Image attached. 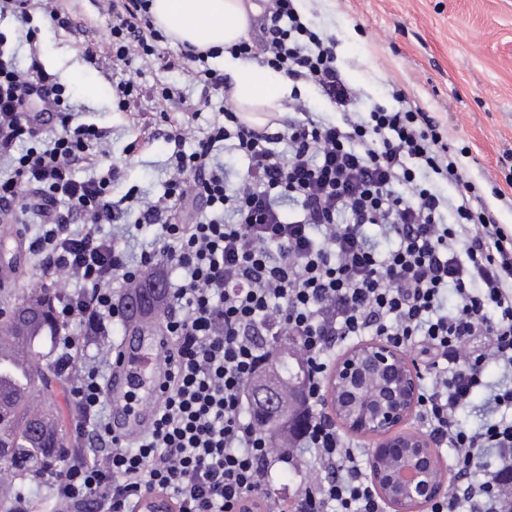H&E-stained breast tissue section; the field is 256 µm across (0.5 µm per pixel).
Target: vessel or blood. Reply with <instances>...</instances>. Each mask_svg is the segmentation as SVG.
<instances>
[{
	"mask_svg": "<svg viewBox=\"0 0 512 512\" xmlns=\"http://www.w3.org/2000/svg\"><path fill=\"white\" fill-rule=\"evenodd\" d=\"M166 343L157 320L150 318L129 323L125 343L114 348L111 395L115 437L129 439L132 421L151 413L157 404L166 369L160 350Z\"/></svg>",
	"mask_w": 512,
	"mask_h": 512,
	"instance_id": "b4317fda",
	"label": "vessel or blood"
}]
</instances>
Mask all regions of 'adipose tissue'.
Returning a JSON list of instances; mask_svg holds the SVG:
<instances>
[{"instance_id": "ef3b65f1", "label": "adipose tissue", "mask_w": 512, "mask_h": 512, "mask_svg": "<svg viewBox=\"0 0 512 512\" xmlns=\"http://www.w3.org/2000/svg\"><path fill=\"white\" fill-rule=\"evenodd\" d=\"M154 24L172 41L197 49H224L245 36L249 27L244 0H151ZM224 68L234 84V99L242 119L265 124L292 84L271 68L257 69L225 58Z\"/></svg>"}]
</instances>
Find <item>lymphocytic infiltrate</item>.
Segmentation results:
<instances>
[{"label": "lymphocytic infiltrate", "mask_w": 512, "mask_h": 512, "mask_svg": "<svg viewBox=\"0 0 512 512\" xmlns=\"http://www.w3.org/2000/svg\"><path fill=\"white\" fill-rule=\"evenodd\" d=\"M148 3L110 0L113 61L155 57L162 34ZM230 52L288 76L293 116L271 129L230 108L203 131L193 117L171 120V137L193 147L176 154L166 196L139 204L138 223L160 233L134 258L126 235L101 234L119 220L111 176H76L94 164L101 131L83 124L40 139L34 107L69 111L66 90L0 50V160H13L16 172L0 180V212L37 211L43 232L34 247L42 275L60 289L62 323L109 335L120 313L114 284H135L162 265L181 272L167 284L166 393L136 449L114 438L102 414L101 366L63 337L60 371L74 377L69 393L91 447L55 475V512H131L146 491L167 496L175 512H240L246 499L255 512H384L361 450L324 412L328 352L364 336L416 350L436 370L418 412L436 447L454 449L455 485L429 512H512V230L435 113L409 106L398 89L393 106L362 108L333 40L295 0H268L256 36ZM209 56L192 49L163 65L230 99L233 84ZM305 85L332 116L312 110ZM229 155L245 164L234 188ZM193 202L212 217L181 222ZM278 336L291 340L309 379L300 426L277 440L244 411L246 387ZM487 362L501 372L491 386ZM481 390L480 424L461 425L457 413ZM276 462L301 476L293 500L267 490Z\"/></svg>", "instance_id": "f902f5d3"}]
</instances>
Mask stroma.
I'll use <instances>...</instances> for the list:
<instances>
[{
  "mask_svg": "<svg viewBox=\"0 0 512 512\" xmlns=\"http://www.w3.org/2000/svg\"><path fill=\"white\" fill-rule=\"evenodd\" d=\"M73 22L69 31L53 28L41 10L28 25L0 19V45L17 68H45L65 85L76 106L68 118L44 113L40 132L52 138L80 124L106 131L105 153L95 166H79L77 177L101 176L116 169L112 199H157L170 176L175 144L162 114L178 119L196 113L199 126L220 117L226 104L205 94L181 70L163 69L161 58L175 59L183 49L170 39L156 45L154 62L112 64L111 21L101 0H57ZM303 15L337 41L338 60L347 79L363 93V105L391 104L402 90L410 104L436 113L450 146L467 147L461 162L483 196L492 187L512 195V0H302ZM131 78L140 89L127 109H119L117 82ZM168 84L180 98L154 96ZM40 232L36 215L19 210L0 213V266L17 270L0 304L11 303L41 284L39 258L29 244ZM33 397L64 430L70 455L85 453L84 438L72 435L76 408L64 377L36 386Z\"/></svg>",
  "mask_w": 512,
  "mask_h": 512,
  "instance_id": "stroma-1",
  "label": "stroma"
}]
</instances>
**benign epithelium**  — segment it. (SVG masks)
<instances>
[{
	"instance_id": "7a95c632",
	"label": "benign epithelium",
	"mask_w": 512,
	"mask_h": 512,
	"mask_svg": "<svg viewBox=\"0 0 512 512\" xmlns=\"http://www.w3.org/2000/svg\"><path fill=\"white\" fill-rule=\"evenodd\" d=\"M150 293L159 292L149 285ZM148 293V294H150ZM143 292L138 305L124 302L125 311L135 308L146 314L154 301ZM49 290L14 309L8 324L23 328L47 315ZM422 373L401 347L373 337L362 340L337 357L326 377L327 413L349 433L373 444L369 477L388 512H426L429 504L448 493L451 469L431 439L406 427L420 400ZM279 372L268 373L252 383V400L263 422L271 424L290 412L276 388ZM142 512H173L174 504L154 492L144 493Z\"/></svg>"
}]
</instances>
